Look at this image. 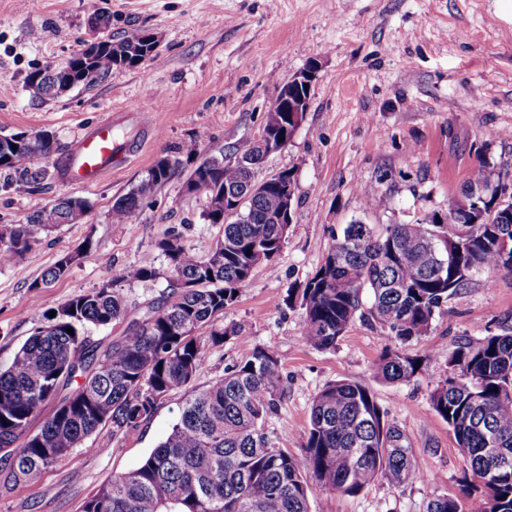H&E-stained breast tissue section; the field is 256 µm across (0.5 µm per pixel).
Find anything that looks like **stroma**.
Wrapping results in <instances>:
<instances>
[{
    "label": "stroma",
    "mask_w": 512,
    "mask_h": 512,
    "mask_svg": "<svg viewBox=\"0 0 512 512\" xmlns=\"http://www.w3.org/2000/svg\"><path fill=\"white\" fill-rule=\"evenodd\" d=\"M110 14L107 33L160 38L155 56L115 67L103 78L42 101L25 84L34 69L61 66L97 38L93 12ZM317 63L308 112L291 142L261 167L267 177L293 169V222L281 253L256 268L224 322L241 337L206 346L192 386L200 389L265 346L282 367V402L269 422L282 447L301 454L312 400L328 383L369 384L390 421L406 434L427 474L393 486L378 481L356 496L318 491L311 512H424L439 495L461 496L470 469L430 394L448 375V350L512 322V275L480 273L436 314L428 336L405 345L423 357L411 381L381 383L374 362L389 339L374 322L355 320L336 349L302 340L300 308L288 288L320 266L333 235L354 220L406 223L446 211L478 161L512 186V5L507 0H0V134L46 131L57 149L38 162L37 180L0 176V225L23 224L63 197L90 203L0 265V370L35 328L77 295L111 283L134 265L165 270L161 240L179 235L207 254L221 235L207 223L205 194H187L186 171L144 198L128 224L112 221L116 199L135 189L162 156L195 140L202 156L257 138L270 105L292 73ZM150 116L140 129L131 105ZM126 133L132 151L91 186L62 178L65 154L104 118ZM385 206L367 207L363 187ZM79 252L66 275L40 280L62 256ZM187 396H167L138 430L99 428L48 468L39 483L0 493V512H79L112 475L136 469L170 432Z\"/></svg>",
    "instance_id": "35a3bbf8"
}]
</instances>
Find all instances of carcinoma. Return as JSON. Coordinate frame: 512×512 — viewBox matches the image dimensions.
I'll list each match as a JSON object with an SVG mask.
<instances>
[{"label": "carcinoma", "instance_id": "1", "mask_svg": "<svg viewBox=\"0 0 512 512\" xmlns=\"http://www.w3.org/2000/svg\"><path fill=\"white\" fill-rule=\"evenodd\" d=\"M117 45L135 55L149 49L140 32ZM116 64L107 47L89 61L76 55L62 68L40 69L29 83H37L35 96L51 100L58 97V74L87 72L98 79ZM290 126L288 113L273 104L260 139L205 158L190 170L185 186L197 178L226 198V215L204 212L205 221L223 226L224 234L205 255L176 236L159 242L168 261L169 291L148 306L144 318L126 321L128 301L117 284L154 282L161 273L125 267L112 283L65 304L71 314L64 323L36 328L0 371V446H7L0 455V490L39 482L49 466L101 426L111 425L114 436L138 429L167 395L189 385L206 343L242 334L218 322L255 269L282 250L289 225L276 218L282 188L292 180V172L285 171L281 185L260 189L250 172ZM53 152L54 138L47 132L6 135L0 139V174L36 177L40 171L31 166L38 155ZM180 165L176 156L159 158L136 190L114 202L112 223L131 222L144 197ZM499 186V175L481 161L443 214L434 211L400 224L356 220L344 227L298 295L288 293L286 304L297 302L301 309L303 340L334 349L355 318L366 317L389 336L373 365L374 379H413L424 358L401 346L428 335L436 312L474 285L476 274H512V205H500ZM88 208L85 199L63 198L25 224L0 226V264L31 250L41 233L80 221ZM477 208L488 223H473ZM365 293L371 296L367 308ZM123 322L121 335L106 345L87 334ZM204 327L209 334L198 335ZM472 397L482 406L470 407ZM281 398L279 360L257 346L224 377L192 391L166 439L138 468L101 485L80 512H310L317 488L355 496L378 480L396 486L424 481L408 438L387 419L367 385L341 379L317 393L300 457L281 447L268 429ZM430 401L479 481L482 512H512V325L502 324L500 332L477 341L460 340L448 350V377L437 383ZM48 402L54 404L52 413L31 429ZM492 448L511 463L500 465ZM426 512H462L461 499L440 496L428 502Z\"/></svg>", "mask_w": 512, "mask_h": 512}]
</instances>
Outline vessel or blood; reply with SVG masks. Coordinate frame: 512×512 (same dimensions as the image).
I'll use <instances>...</instances> for the list:
<instances>
[{
    "label": "vessel or blood",
    "mask_w": 512,
    "mask_h": 512,
    "mask_svg": "<svg viewBox=\"0 0 512 512\" xmlns=\"http://www.w3.org/2000/svg\"><path fill=\"white\" fill-rule=\"evenodd\" d=\"M114 155L112 123L106 120L73 143L64 165L66 181L83 186L96 183L111 167Z\"/></svg>",
    "instance_id": "vessel-or-blood-1"
}]
</instances>
